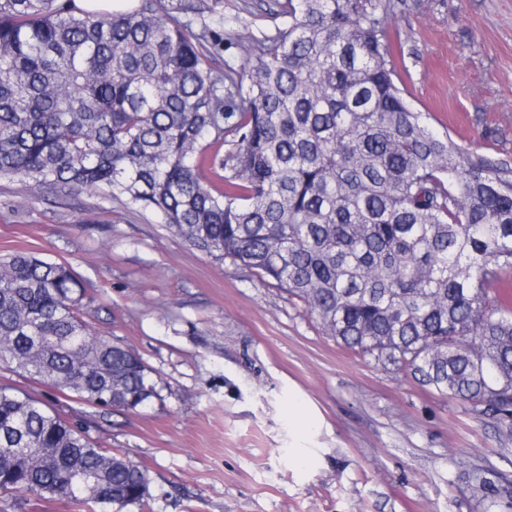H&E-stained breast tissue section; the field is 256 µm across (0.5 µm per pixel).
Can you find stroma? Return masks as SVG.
<instances>
[{
	"mask_svg": "<svg viewBox=\"0 0 512 512\" xmlns=\"http://www.w3.org/2000/svg\"><path fill=\"white\" fill-rule=\"evenodd\" d=\"M197 3L224 37L218 73L243 64L242 35L285 22L277 0ZM387 43L432 129L512 167V0H400ZM20 252L69 264L86 320L157 385L142 408L104 410L0 370L145 472L148 496L123 512H512L468 479L512 475L496 417L336 343L305 302L159 214L105 189L0 178V256ZM0 512L116 511L0 492Z\"/></svg>",
	"mask_w": 512,
	"mask_h": 512,
	"instance_id": "1",
	"label": "stroma"
}]
</instances>
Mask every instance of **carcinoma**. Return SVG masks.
<instances>
[{"instance_id":"1","label":"carcinoma","mask_w":512,"mask_h":512,"mask_svg":"<svg viewBox=\"0 0 512 512\" xmlns=\"http://www.w3.org/2000/svg\"><path fill=\"white\" fill-rule=\"evenodd\" d=\"M284 27L248 37L240 72L212 75L200 16L165 0L78 11L0 0V176L107 187L161 214L192 246L275 280L327 335L442 396L493 415L512 439V167L435 132L394 81L395 0H285ZM71 268L0 260V367L106 409L148 404L141 358L97 336ZM44 356H30L33 337ZM0 490L121 510L146 474L58 409L0 385ZM29 448L44 451L26 462ZM485 498L512 478L472 475Z\"/></svg>"}]
</instances>
